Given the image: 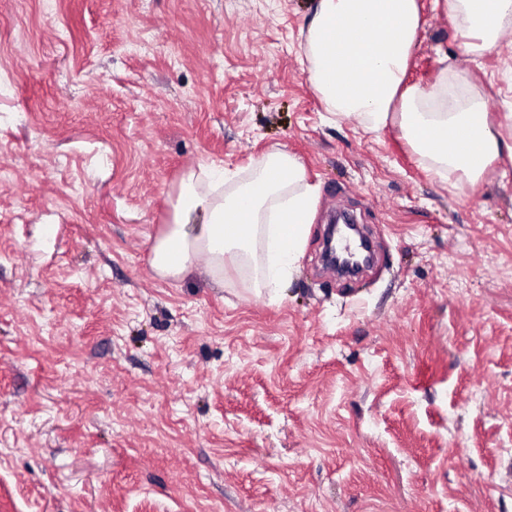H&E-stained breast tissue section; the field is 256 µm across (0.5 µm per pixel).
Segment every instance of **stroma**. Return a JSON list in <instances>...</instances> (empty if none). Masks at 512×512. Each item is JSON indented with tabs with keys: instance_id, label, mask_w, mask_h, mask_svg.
<instances>
[{
	"instance_id": "1",
	"label": "stroma",
	"mask_w": 512,
	"mask_h": 512,
	"mask_svg": "<svg viewBox=\"0 0 512 512\" xmlns=\"http://www.w3.org/2000/svg\"><path fill=\"white\" fill-rule=\"evenodd\" d=\"M417 3L407 84L467 83L512 136V34L475 56ZM313 6L0 0V512H512V159L465 191L331 116ZM273 147L319 188L283 287L156 276L183 176ZM341 219L343 220V223H344L343 224L344 229L339 228V225L337 224V223H339L338 221ZM348 231L357 233L358 235L361 236V232L358 230L357 224H351V222L348 219H346L345 217L338 216V217H336V225L335 224L331 225L329 232H328V237H327V244H326L325 255H324L325 260L329 265L336 267V270H338L340 272H352V271L358 270L364 264H367L370 260V255L362 256L356 252H351V251H346V255H344V256L337 254V251H335V248H333V246H332L334 234H335V232L336 233H344V232H348ZM361 238H362L361 248L364 251L369 252V246L367 244L366 239H364L363 236H361Z\"/></svg>"
}]
</instances>
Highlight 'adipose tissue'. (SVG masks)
I'll return each instance as SVG.
<instances>
[{
	"label": "adipose tissue",
	"mask_w": 512,
	"mask_h": 512,
	"mask_svg": "<svg viewBox=\"0 0 512 512\" xmlns=\"http://www.w3.org/2000/svg\"><path fill=\"white\" fill-rule=\"evenodd\" d=\"M457 37L470 53L492 50L512 24V0H442ZM417 0H315L301 30L309 82L331 114L357 118L369 130L385 127L392 113L419 161L439 177L458 173L476 188L512 141L499 138L478 93L444 82L409 86L405 77L416 45ZM200 190L196 172L181 182L173 224L152 247L151 266L179 280L208 260L210 275L226 260L247 265L256 238H264L261 283L277 290L295 270L314 220L318 188L305 180L301 162L270 151L247 180L220 170Z\"/></svg>",
	"instance_id": "1"
}]
</instances>
